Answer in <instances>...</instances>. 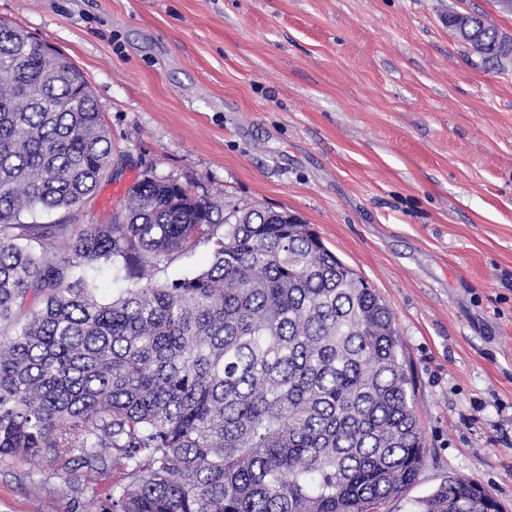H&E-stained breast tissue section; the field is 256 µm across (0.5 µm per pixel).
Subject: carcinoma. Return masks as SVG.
Returning a JSON list of instances; mask_svg holds the SVG:
<instances>
[{
    "label": "carcinoma",
    "instance_id": "obj_1",
    "mask_svg": "<svg viewBox=\"0 0 512 512\" xmlns=\"http://www.w3.org/2000/svg\"><path fill=\"white\" fill-rule=\"evenodd\" d=\"M463 17L448 28L485 62L512 57ZM47 49L0 24V464L40 460L94 512H377L414 484V377L375 290L288 213L224 217L149 170L108 223H74L112 138ZM209 243L205 270L153 279ZM106 267L124 287L102 303ZM413 508L501 512L455 476Z\"/></svg>",
    "mask_w": 512,
    "mask_h": 512
}]
</instances>
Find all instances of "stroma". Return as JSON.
I'll return each mask as SVG.
<instances>
[{
	"label": "stroma",
	"instance_id": "35a3bbf8",
	"mask_svg": "<svg viewBox=\"0 0 512 512\" xmlns=\"http://www.w3.org/2000/svg\"><path fill=\"white\" fill-rule=\"evenodd\" d=\"M495 0H0V20L85 75L119 173L77 216L107 223L144 171L223 212L285 211L390 309L427 456L381 512L449 476L512 512V58L447 27ZM29 464L0 512H94Z\"/></svg>",
	"mask_w": 512,
	"mask_h": 512
}]
</instances>
